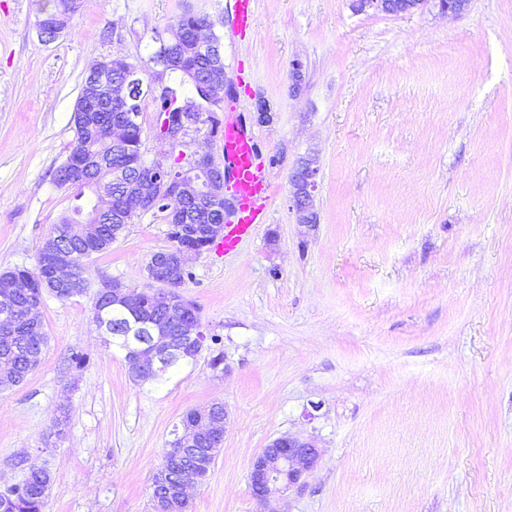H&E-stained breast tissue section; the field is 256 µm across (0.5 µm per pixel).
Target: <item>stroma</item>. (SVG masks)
<instances>
[{
  "label": "stroma",
  "instance_id": "obj_1",
  "mask_svg": "<svg viewBox=\"0 0 512 512\" xmlns=\"http://www.w3.org/2000/svg\"><path fill=\"white\" fill-rule=\"evenodd\" d=\"M42 4L0 0V271L35 268L73 203L53 173L88 67L143 63L185 12L218 23L223 110L245 113L274 194L236 255L188 259L180 292L220 336L223 370L206 349L163 384L135 383L92 319L101 281L153 288L147 264L172 245L163 214L88 260L89 293L45 297L49 345L0 392V487L36 464L52 475L44 512H149L175 425L219 401L224 441L192 512H512V0L458 15L256 0L245 40L231 0H83L50 42ZM308 155L313 230L288 207ZM288 434L320 458L261 505L251 462Z\"/></svg>",
  "mask_w": 512,
  "mask_h": 512
}]
</instances>
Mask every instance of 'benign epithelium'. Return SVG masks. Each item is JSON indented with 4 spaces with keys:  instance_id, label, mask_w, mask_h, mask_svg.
I'll use <instances>...</instances> for the list:
<instances>
[{
    "instance_id": "7a95c632",
    "label": "benign epithelium",
    "mask_w": 512,
    "mask_h": 512,
    "mask_svg": "<svg viewBox=\"0 0 512 512\" xmlns=\"http://www.w3.org/2000/svg\"><path fill=\"white\" fill-rule=\"evenodd\" d=\"M215 27L216 22L209 18L197 25L191 35L196 40L201 56L212 61L205 75L207 82L221 90L225 88L221 59L223 46ZM112 68L111 60L97 62L88 68L75 111L96 112L99 105L108 103L112 111L122 113L117 122L110 126L112 150L117 151L124 145L129 133L138 128L141 115L132 111L125 85L112 80ZM211 120L212 117L203 112H179L167 120L160 141L173 153L176 148L186 145V138L190 134L210 130ZM318 177L316 160L306 157L299 161L289 179V210L294 213L298 223L312 230L318 222L315 209ZM114 179L126 184V188L134 189L131 198L139 201L141 211L148 210L153 199L163 195L185 205V208L170 213L174 223H191L197 207L222 212L226 216L233 213V203L219 190L224 185V169L208 153L188 155L181 151L172 168L160 162L145 161L134 174L124 167L116 166ZM95 231L96 225L88 221H76L66 229L51 234L46 251L49 254V276L54 287H80L75 270L81 256L66 246L65 239L90 237L95 235ZM161 264L162 259H155L148 274L151 280L162 284V287L152 290V294L156 303L171 312L181 313L182 322L171 336H155L146 327L125 337L126 360L140 376L154 373L159 366L181 355V341L194 343L200 340L193 319V305L182 298L173 281L158 271ZM226 423L227 417L212 414L201 426V433L220 437ZM319 456V450L310 438L288 435L273 440L251 462L249 483L252 495L262 503L291 488L303 487L305 471L316 465ZM211 469L212 463L199 461L183 468L178 481L180 493H185L190 485L204 483Z\"/></svg>"
}]
</instances>
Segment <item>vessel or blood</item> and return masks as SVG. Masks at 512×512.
Returning <instances> with one entry per match:
<instances>
[{
  "mask_svg": "<svg viewBox=\"0 0 512 512\" xmlns=\"http://www.w3.org/2000/svg\"><path fill=\"white\" fill-rule=\"evenodd\" d=\"M233 9L236 17L234 34L246 38L255 25V0H234ZM221 150L224 174L234 193L235 219L225 225L213 248L229 256L251 237L257 225L266 223L273 200V185L262 149L243 114L233 115L225 121Z\"/></svg>",
  "mask_w": 512,
  "mask_h": 512,
  "instance_id": "1",
  "label": "vessel or blood"
}]
</instances>
